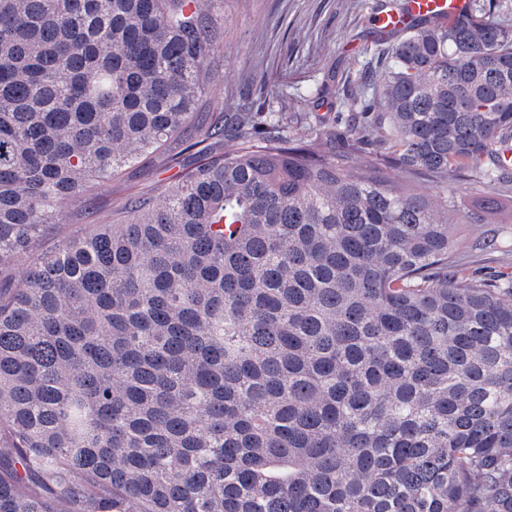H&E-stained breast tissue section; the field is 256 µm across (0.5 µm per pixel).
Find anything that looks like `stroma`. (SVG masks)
Wrapping results in <instances>:
<instances>
[{"mask_svg":"<svg viewBox=\"0 0 512 512\" xmlns=\"http://www.w3.org/2000/svg\"><path fill=\"white\" fill-rule=\"evenodd\" d=\"M384 0H226V34L210 57L212 93L218 103L243 101L270 111L286 106L304 124L334 121L337 137L349 122L341 101L381 48L371 19ZM166 158L127 169L124 177L89 190L64 223L54 225L35 245L36 252L83 235L92 225L120 211L126 201L159 192L174 173ZM398 183L410 181L429 196L448 202L460 214L477 210L494 197L512 201V183L489 188L468 173L436 179L393 169ZM460 267L477 277L512 273V218L498 215L487 223L454 228Z\"/></svg>","mask_w":512,"mask_h":512,"instance_id":"35a3bbf8","label":"stroma"}]
</instances>
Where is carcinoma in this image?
I'll list each match as a JSON object with an SVG mask.
<instances>
[{"label": "carcinoma", "mask_w": 512, "mask_h": 512, "mask_svg": "<svg viewBox=\"0 0 512 512\" xmlns=\"http://www.w3.org/2000/svg\"><path fill=\"white\" fill-rule=\"evenodd\" d=\"M219 5L0 0V512H512V276L386 174L512 178V0L389 42L341 142L214 114ZM194 157L184 153L180 165L170 168L167 158H157L153 162L138 164L127 169L124 177L110 181L89 190L85 199L76 210H71L63 224H56L52 230L36 243L34 252L40 253L53 249L59 242L79 237L90 229L92 224H100L112 217V211H120L126 201L143 193H157L168 182V178L178 170L191 167Z\"/></svg>", "instance_id": "carcinoma-1"}]
</instances>
